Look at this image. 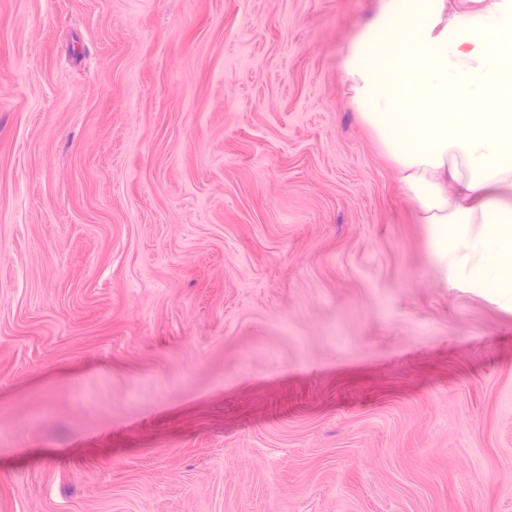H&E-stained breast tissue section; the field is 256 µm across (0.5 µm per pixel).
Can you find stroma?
<instances>
[{"label": "stroma", "instance_id": "stroma-1", "mask_svg": "<svg viewBox=\"0 0 512 512\" xmlns=\"http://www.w3.org/2000/svg\"><path fill=\"white\" fill-rule=\"evenodd\" d=\"M379 2L0 0V512H512V293L357 116Z\"/></svg>", "mask_w": 512, "mask_h": 512}]
</instances>
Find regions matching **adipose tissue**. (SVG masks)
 <instances>
[{
	"mask_svg": "<svg viewBox=\"0 0 512 512\" xmlns=\"http://www.w3.org/2000/svg\"><path fill=\"white\" fill-rule=\"evenodd\" d=\"M343 73L436 259L512 288V0H382ZM476 96L484 111H468Z\"/></svg>",
	"mask_w": 512,
	"mask_h": 512,
	"instance_id": "adipose-tissue-1",
	"label": "adipose tissue"
}]
</instances>
